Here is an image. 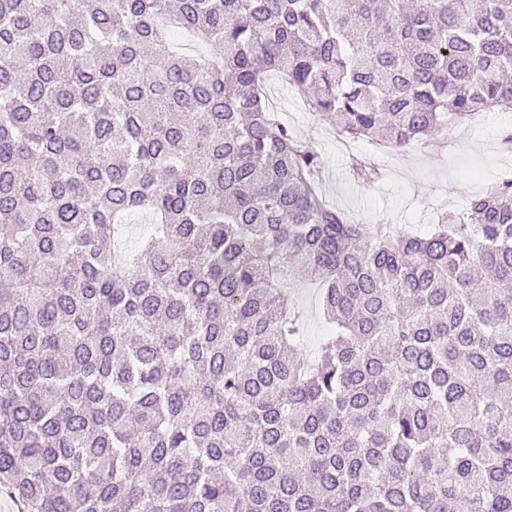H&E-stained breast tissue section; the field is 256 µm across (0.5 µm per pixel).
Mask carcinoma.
Listing matches in <instances>:
<instances>
[{
  "label": "carcinoma",
  "instance_id": "obj_1",
  "mask_svg": "<svg viewBox=\"0 0 512 512\" xmlns=\"http://www.w3.org/2000/svg\"><path fill=\"white\" fill-rule=\"evenodd\" d=\"M270 71L345 140L430 144L512 109V0H0V483L26 512H512V178L422 235L355 222ZM170 42L176 50L184 52L192 57L198 55H210L216 52V50L210 46L192 41L188 34L180 31L179 29H173L170 33ZM127 222L129 228L127 236L123 235V247L127 251H133L140 239L148 233L152 221L148 214L136 213L129 216ZM318 291L314 285L302 283L300 288L294 289V296L305 308L307 313V340L302 352L311 357L316 349L317 341L324 335L325 329L317 313Z\"/></svg>",
  "mask_w": 512,
  "mask_h": 512
}]
</instances>
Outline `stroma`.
Listing matches in <instances>:
<instances>
[{
	"label": "stroma",
	"instance_id": "35a3bbf8",
	"mask_svg": "<svg viewBox=\"0 0 512 512\" xmlns=\"http://www.w3.org/2000/svg\"><path fill=\"white\" fill-rule=\"evenodd\" d=\"M265 96L270 109L320 156L328 204L366 224L383 220L426 229L440 214L466 209L473 197L512 172V154L501 145L502 131L512 128V110L485 112L475 122L449 126L433 148L400 152L332 136L330 124L310 112L281 75H269ZM356 158L378 168L374 182L353 180L350 164Z\"/></svg>",
	"mask_w": 512,
	"mask_h": 512
}]
</instances>
